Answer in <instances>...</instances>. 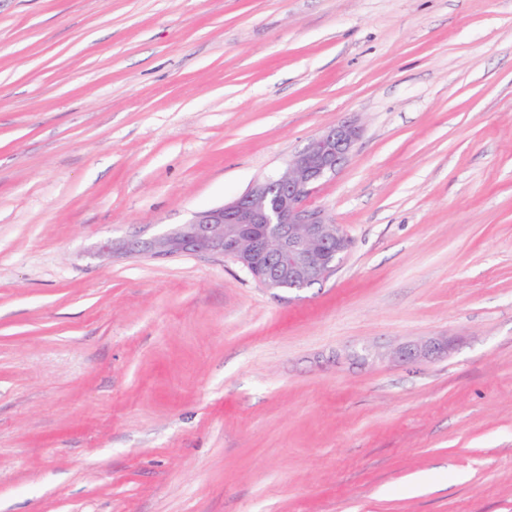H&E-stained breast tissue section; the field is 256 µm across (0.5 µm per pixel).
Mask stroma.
Here are the masks:
<instances>
[{
    "label": "stroma",
    "mask_w": 512,
    "mask_h": 512,
    "mask_svg": "<svg viewBox=\"0 0 512 512\" xmlns=\"http://www.w3.org/2000/svg\"><path fill=\"white\" fill-rule=\"evenodd\" d=\"M346 117L323 283L102 252ZM0 512H512V0H0ZM447 350V346L439 339H430L414 347H406L396 352V356L409 359H435L441 357Z\"/></svg>",
    "instance_id": "stroma-1"
}]
</instances>
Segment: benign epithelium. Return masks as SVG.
<instances>
[{
	"label": "benign epithelium",
	"instance_id": "benign-epithelium-1",
	"mask_svg": "<svg viewBox=\"0 0 512 512\" xmlns=\"http://www.w3.org/2000/svg\"><path fill=\"white\" fill-rule=\"evenodd\" d=\"M363 128L344 118L311 139L282 172L255 184L238 199L199 212L160 236L126 246L130 254L166 258L210 254L236 263L265 288L294 292L327 280L351 247L340 225L309 205V198L348 161ZM447 346L430 339L396 356L441 357Z\"/></svg>",
	"mask_w": 512,
	"mask_h": 512
}]
</instances>
